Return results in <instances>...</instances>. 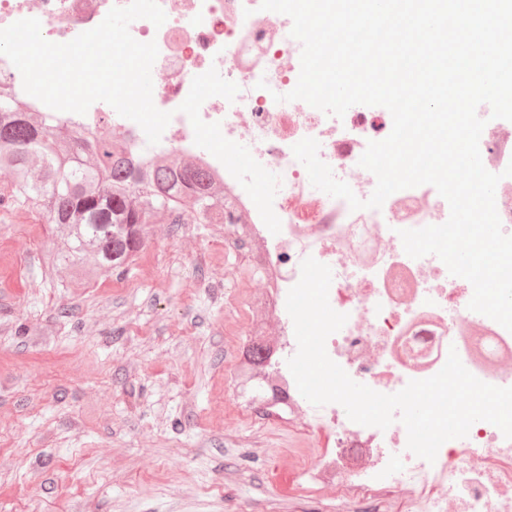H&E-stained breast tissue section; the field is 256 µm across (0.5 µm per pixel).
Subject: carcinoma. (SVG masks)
Returning a JSON list of instances; mask_svg holds the SVG:
<instances>
[{
  "label": "carcinoma",
  "instance_id": "obj_1",
  "mask_svg": "<svg viewBox=\"0 0 512 512\" xmlns=\"http://www.w3.org/2000/svg\"><path fill=\"white\" fill-rule=\"evenodd\" d=\"M0 206L37 211L61 229L43 257L67 285L121 274L141 252L149 225L241 224L224 186L201 168L161 157L140 164L113 137L52 123L0 91Z\"/></svg>",
  "mask_w": 512,
  "mask_h": 512
}]
</instances>
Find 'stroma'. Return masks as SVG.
Segmentation results:
<instances>
[{
  "mask_svg": "<svg viewBox=\"0 0 512 512\" xmlns=\"http://www.w3.org/2000/svg\"><path fill=\"white\" fill-rule=\"evenodd\" d=\"M220 224H154L121 275L62 287L52 230L0 210V512H353L306 493L302 417L238 415L225 374L255 284Z\"/></svg>",
  "mask_w": 512,
  "mask_h": 512,
  "instance_id": "stroma-1",
  "label": "stroma"
}]
</instances>
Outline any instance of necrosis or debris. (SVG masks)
I'll return each mask as SVG.
<instances>
[{"label":"necrosis or debris","mask_w":512,"mask_h":512,"mask_svg":"<svg viewBox=\"0 0 512 512\" xmlns=\"http://www.w3.org/2000/svg\"><path fill=\"white\" fill-rule=\"evenodd\" d=\"M31 1L0 0V29L34 17L53 43L73 40L130 2L35 0L34 9ZM158 2L166 22L157 27L138 19L129 31L159 49L154 104L172 115L159 143L149 144L136 122L101 101L70 117L86 130L112 133L138 162L173 152L197 163L223 184L243 216L232 240L245 247L247 266L262 281L244 297L245 308L259 313L246 324V340L265 354L259 364L245 347L233 356L228 377L242 389L240 414L276 396L289 412L330 431L334 450L304 466L308 489L333 485L359 506L371 492L404 488L414 494V512H512V439L495 425L474 423L467 437L448 441L430 463L406 453L401 422L382 430L351 421L338 404H311L287 366L297 341L286 298L302 261L312 257L330 267L329 303L348 316L327 338L326 351L355 382L396 393L437 374L453 349L481 381L512 386V332L469 310L471 283L449 278L437 256L414 259L403 249L400 230L447 221L449 204L437 190L428 184L404 189L381 209L354 211L314 188L293 154L300 140L316 139L334 176L368 199L377 180L359 160L368 142L390 134L391 114L353 108L339 118L301 100L282 101L297 84L302 45L291 35V18L261 10V0ZM479 149L489 172L500 177L496 209L512 235V176L505 173L512 122L489 120ZM272 322L274 336L267 333Z\"/></svg>","instance_id":"4bbe7bcc"}]
</instances>
